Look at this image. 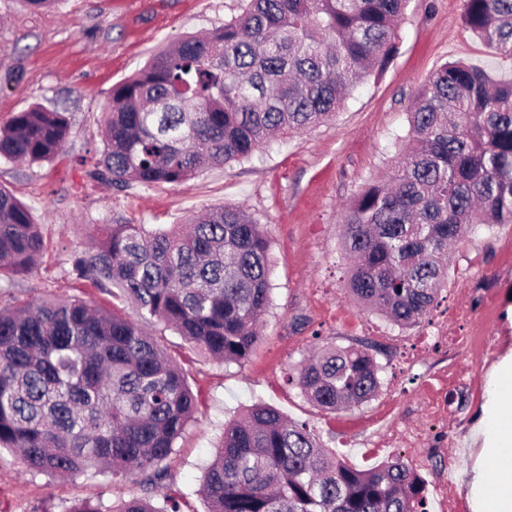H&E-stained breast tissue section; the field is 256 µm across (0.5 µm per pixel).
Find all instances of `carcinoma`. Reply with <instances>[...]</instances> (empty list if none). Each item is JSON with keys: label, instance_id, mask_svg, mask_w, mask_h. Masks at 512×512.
I'll return each instance as SVG.
<instances>
[{"label": "carcinoma", "instance_id": "obj_1", "mask_svg": "<svg viewBox=\"0 0 512 512\" xmlns=\"http://www.w3.org/2000/svg\"><path fill=\"white\" fill-rule=\"evenodd\" d=\"M409 0H241L202 37L158 50L110 93L93 180L179 184L250 157L278 134L330 121L396 51ZM463 21L494 55L512 57V0H464ZM409 145L386 180L344 206L350 296L400 327L420 323L448 288V247L478 225L512 224V79L444 63L409 112ZM70 133L42 107L0 126V160H52ZM69 273L117 290L139 320L78 298L0 308V449L48 477L161 464L196 407L182 368L145 330L158 321L226 364L259 341L271 304L267 231L238 206L208 209L181 232L94 224ZM28 206L0 187V273L31 270L43 251ZM336 412L376 395L369 351L327 346L289 375ZM425 481L403 459L357 469L305 426L255 404L224 429L200 493L209 512H425ZM179 512L133 494L109 510Z\"/></svg>", "mask_w": 512, "mask_h": 512}]
</instances>
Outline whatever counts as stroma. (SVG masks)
<instances>
[{
  "mask_svg": "<svg viewBox=\"0 0 512 512\" xmlns=\"http://www.w3.org/2000/svg\"><path fill=\"white\" fill-rule=\"evenodd\" d=\"M238 5L239 0H57L50 9L30 12L19 0H0V125L34 104L66 113L70 123L54 160L0 161V186L29 207L45 243L28 273L0 276V307L72 297L137 318L129 301L67 273L91 225L169 226L205 209L243 207L268 231L272 267V303L251 355L227 365L161 323L149 327L197 397L196 411L165 463L167 478L155 505L168 496L180 512H208L199 487L224 428L262 402L306 425L356 468L422 456L418 474L430 483L447 477L466 512H477L484 489L496 479L484 453L486 429L493 420H506L511 405L499 373L512 362V224L471 231L451 253L443 300L408 328L349 298L341 224L344 205L400 158L410 104L441 64L462 60L512 78V58L490 55L465 26L463 0H410L393 58L353 90L328 124L273 140L248 159L176 185L118 190L93 181L89 172L102 148L103 113L113 85L141 69L160 46L211 31ZM463 312L489 317L497 348L490 355L480 349L459 355L471 387L461 418L432 429L428 448L372 447L381 431L424 424L418 406L435 360L430 346L445 342L434 328L445 323L462 330ZM319 342L367 349L380 368L377 395L336 413L309 403L288 375ZM145 491L143 481L108 472L58 479L29 473L15 453L0 451V512H66L82 500L109 508Z\"/></svg>",
  "mask_w": 512,
  "mask_h": 512,
  "instance_id": "1",
  "label": "stroma"
}]
</instances>
